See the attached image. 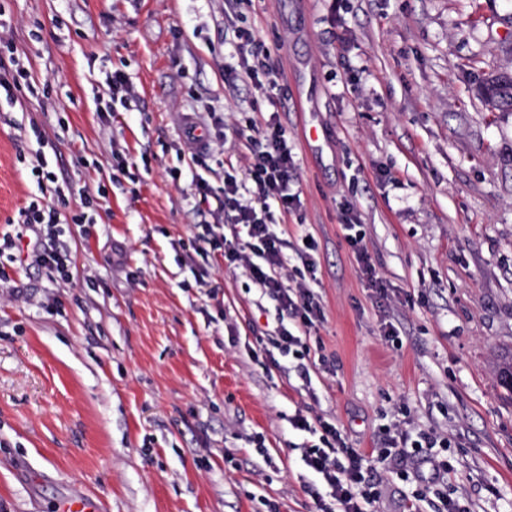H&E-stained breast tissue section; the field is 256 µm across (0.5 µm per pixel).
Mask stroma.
<instances>
[{"instance_id":"35a3bbf8","label":"stroma","mask_w":512,"mask_h":512,"mask_svg":"<svg viewBox=\"0 0 512 512\" xmlns=\"http://www.w3.org/2000/svg\"><path fill=\"white\" fill-rule=\"evenodd\" d=\"M38 84L0 102V238L39 200L62 215L69 282L0 253V512H309L289 416L372 450L385 428L447 437L470 512H512V112L478 94L512 74V0H246L274 60L267 100L224 73V0H6ZM128 106L101 117L107 78ZM278 109L311 235L324 319L302 379L273 347L274 302L223 253L196 254L189 178L224 184L181 149L185 117L224 116L225 156ZM132 173L118 168L119 157ZM64 171L37 181L33 165ZM365 234L375 290L345 240ZM85 212L88 223H72ZM394 325L399 343L384 334ZM111 78L108 85L111 91L110 99L112 104L106 103L105 108L100 109V112H106L108 115H111L112 112H118L116 107L117 103L123 108H126L128 96L131 95L132 92V87L123 73L115 71L112 73ZM343 215V228L348 232L345 235L346 241L357 254L358 260L363 265V270L368 275V278L371 280L373 285L377 288L379 286L378 278L374 274V269L369 264L366 250L362 244L364 234L361 229H357L361 228L362 224H360L357 215L349 205H345L343 207Z\"/></svg>"}]
</instances>
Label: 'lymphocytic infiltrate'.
I'll return each instance as SVG.
<instances>
[{"mask_svg": "<svg viewBox=\"0 0 512 512\" xmlns=\"http://www.w3.org/2000/svg\"><path fill=\"white\" fill-rule=\"evenodd\" d=\"M233 33L231 46L238 58L239 78L251 81L261 92L272 93L278 83L269 51L256 41L251 29L237 26ZM31 86L28 71L11 42L0 37V95L12 104ZM243 159L242 167L225 168L221 194H214L202 177H192L197 205L212 199L217 202L215 221L198 236L197 251L204 256L220 251L229 263L242 264L262 295L276 302L278 325L272 343L280 354L296 360L297 370L305 377L309 374L306 361L310 357L311 330L322 320L323 311L305 282L290 287L283 281L282 273L291 262L314 269L315 242L307 235L295 244L276 231L299 203L291 187L293 148L278 112L264 116L261 136L250 140ZM19 216L22 230L6 237L5 245L25 249L28 264L54 270L61 279H68L71 254L50 239L52 227L59 221L58 210L49 204L32 203L20 209ZM219 220L240 226L241 235L229 237L217 231L214 224ZM29 232L34 235L30 241L25 238ZM288 423L310 436L301 447L302 470L298 475L311 499L310 512H375L381 497L375 480L377 469L406 459L412 460L414 469L402 472L401 477L413 489L403 495V512H421L427 488L433 489L439 500L436 512H469L462 496L450 490L446 482L452 464L441 457L440 451L447 448V438L429 432L412 436L399 429L388 430L379 448L366 454L348 447L336 426L323 418L312 421L298 412L289 416ZM424 464L430 465V476L421 474Z\"/></svg>", "mask_w": 512, "mask_h": 512, "instance_id": "f902f5d3", "label": "lymphocytic infiltrate"}]
</instances>
